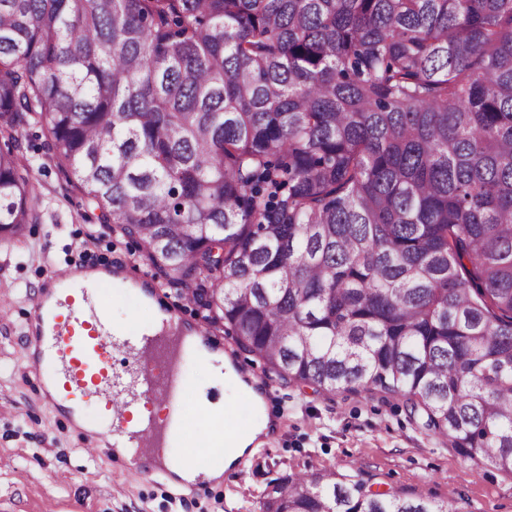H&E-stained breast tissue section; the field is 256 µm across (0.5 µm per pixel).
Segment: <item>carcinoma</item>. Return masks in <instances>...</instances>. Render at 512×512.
<instances>
[{
	"instance_id": "carcinoma-1",
	"label": "carcinoma",
	"mask_w": 512,
	"mask_h": 512,
	"mask_svg": "<svg viewBox=\"0 0 512 512\" xmlns=\"http://www.w3.org/2000/svg\"><path fill=\"white\" fill-rule=\"evenodd\" d=\"M31 123L239 350L512 475V0H0L1 236ZM263 507L461 512L332 470Z\"/></svg>"
}]
</instances>
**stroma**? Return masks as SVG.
<instances>
[{
    "instance_id": "1",
    "label": "stroma",
    "mask_w": 512,
    "mask_h": 512,
    "mask_svg": "<svg viewBox=\"0 0 512 512\" xmlns=\"http://www.w3.org/2000/svg\"><path fill=\"white\" fill-rule=\"evenodd\" d=\"M22 141L38 165L42 218L22 237L0 236V512H262L267 484L291 473L334 470L370 480L375 488L457 504L461 512H512V476L492 464L474 465L449 440L418 429L401 400L365 391L327 393L284 383L231 335L209 327L205 312L179 287L162 284L137 244L111 225L87 219L88 209L64 168L50 162L39 126ZM113 263L150 286L176 319L217 340L234 364L263 378L278 435L245 454L243 478L182 492L171 474L142 472L116 460L112 449L89 453L90 441L64 413L47 405L32 374L27 332L37 282L55 268ZM184 378L211 401L231 405L238 428L257 425L249 399L234 382L210 386L211 370L186 361Z\"/></svg>"
}]
</instances>
